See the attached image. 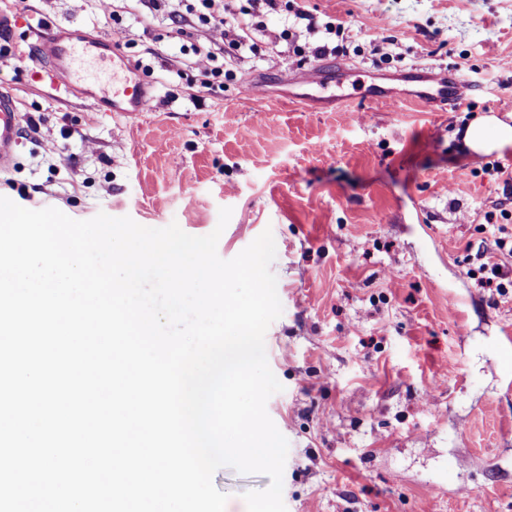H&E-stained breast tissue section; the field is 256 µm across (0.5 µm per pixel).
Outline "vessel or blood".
Returning a JSON list of instances; mask_svg holds the SVG:
<instances>
[{"label": "vessel or blood", "mask_w": 512, "mask_h": 512, "mask_svg": "<svg viewBox=\"0 0 512 512\" xmlns=\"http://www.w3.org/2000/svg\"><path fill=\"white\" fill-rule=\"evenodd\" d=\"M100 40L78 37L75 30L65 27H48L38 33L35 43V59L52 72L56 84L64 92H72L76 84L73 66L76 54L94 58L98 55ZM113 68L126 71L127 76L112 94L103 96V103L122 114L127 122H136L149 105L142 79L130 73V65L123 55L112 58ZM468 82L455 76L441 77L436 90L438 97L457 102L458 98L474 94ZM22 116L12 91L0 89V171L9 168L16 157Z\"/></svg>", "instance_id": "vessel-or-blood-1"}]
</instances>
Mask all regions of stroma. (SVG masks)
Returning a JSON list of instances; mask_svg holds the SVG:
<instances>
[{
	"mask_svg": "<svg viewBox=\"0 0 512 512\" xmlns=\"http://www.w3.org/2000/svg\"><path fill=\"white\" fill-rule=\"evenodd\" d=\"M340 19L331 60L348 76L301 85L322 59L280 40L264 15L256 53L224 57V87L191 80L190 57L168 20L143 28L122 9L129 62L153 72V101L134 125L108 106L50 88L39 66L0 61L26 132L0 196L21 207L98 213L149 228L177 223L205 236L232 216L217 253L236 257L271 230L282 314L265 333L282 384L266 410L289 443L287 512H512V288L471 276L477 253L512 266L504 187L512 150L476 157L465 125L512 114V0H304ZM110 0H0V37L25 47L39 25L111 34ZM424 66L477 85L468 104L428 105L406 81ZM376 84L398 97L366 94ZM225 512L268 476L224 466L213 476Z\"/></svg>",
	"mask_w": 512,
	"mask_h": 512,
	"instance_id": "obj_1",
	"label": "stroma"
}]
</instances>
